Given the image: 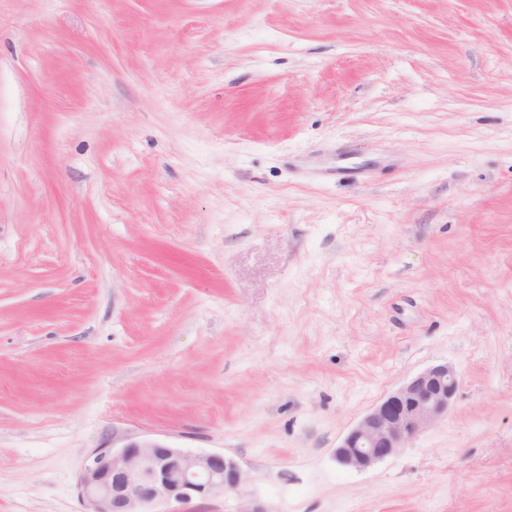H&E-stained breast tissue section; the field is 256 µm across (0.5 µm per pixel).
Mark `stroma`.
Segmentation results:
<instances>
[{
	"label": "stroma",
	"instance_id": "obj_1",
	"mask_svg": "<svg viewBox=\"0 0 512 512\" xmlns=\"http://www.w3.org/2000/svg\"><path fill=\"white\" fill-rule=\"evenodd\" d=\"M147 437L198 512H512V0H0V512ZM459 375L448 363L427 368L370 410L335 450L346 469L363 471L397 455L448 413Z\"/></svg>",
	"mask_w": 512,
	"mask_h": 512
}]
</instances>
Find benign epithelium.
<instances>
[{"label":"benign epithelium","mask_w":512,"mask_h":512,"mask_svg":"<svg viewBox=\"0 0 512 512\" xmlns=\"http://www.w3.org/2000/svg\"><path fill=\"white\" fill-rule=\"evenodd\" d=\"M459 387L456 369L427 368L370 410L335 450L346 469L363 471L397 455L448 413ZM238 463L220 453H192L160 439L132 441L120 450H95L77 481L86 512H170L242 491Z\"/></svg>","instance_id":"7a95c632"}]
</instances>
